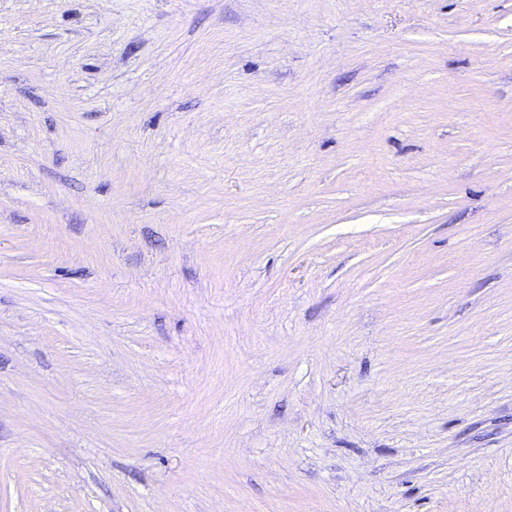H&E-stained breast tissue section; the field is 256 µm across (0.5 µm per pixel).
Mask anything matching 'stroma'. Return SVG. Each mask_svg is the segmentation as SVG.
<instances>
[{"label":"stroma","mask_w":512,"mask_h":512,"mask_svg":"<svg viewBox=\"0 0 512 512\" xmlns=\"http://www.w3.org/2000/svg\"><path fill=\"white\" fill-rule=\"evenodd\" d=\"M0 512H512V0H0Z\"/></svg>","instance_id":"obj_1"}]
</instances>
